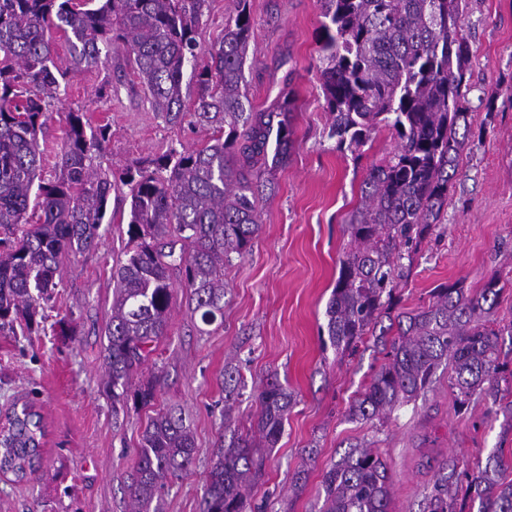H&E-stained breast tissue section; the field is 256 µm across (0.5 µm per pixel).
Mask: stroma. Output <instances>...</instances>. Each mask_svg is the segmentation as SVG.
Wrapping results in <instances>:
<instances>
[{
    "label": "stroma",
    "instance_id": "obj_1",
    "mask_svg": "<svg viewBox=\"0 0 512 512\" xmlns=\"http://www.w3.org/2000/svg\"><path fill=\"white\" fill-rule=\"evenodd\" d=\"M253 36L244 68L251 107L260 110L293 92L294 146L272 176L274 189L257 208L260 229L246 255L224 271V315L204 324L188 304L182 281L166 336L138 377L161 375L154 408H113L105 387L104 329L112 303V267L129 242V205L113 193L96 245L63 257L61 284L43 325L27 333L0 331V417L14 402L33 401L45 428L43 466L23 482L0 474V512H130L127 482L141 433L155 409L182 408L194 432L191 469L170 480L161 512H199L210 463L231 438L250 434L267 377L292 392L283 435L269 451L251 493L257 512H318L322 473L359 443L379 449L392 479L394 512H423L437 465L448 457L474 461L512 452V427L484 418L492 399L457 412L447 375L386 421H355L348 409L385 361L375 337L341 353L327 335L326 307L348 244L347 219L360 199L371 163L394 148L375 135L362 156L341 152L328 136L332 117L319 81L320 0H250ZM464 29L473 52L467 96L470 134L440 225L405 263L395 311L428 304L433 288L463 282L479 288L491 277L512 279V0H469ZM111 65L71 73L59 112L39 142L44 178L54 174L66 111H86L110 137L100 162L120 177L129 167L170 149H194L213 131L184 115L167 123L152 112L133 72ZM111 94L98 96L104 84ZM497 90L493 101L483 90ZM75 335H62V327ZM240 371L234 400L224 399V366ZM307 470L302 492L292 480Z\"/></svg>",
    "mask_w": 512,
    "mask_h": 512
}]
</instances>
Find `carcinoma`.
<instances>
[{
    "label": "carcinoma",
    "instance_id": "carcinoma-1",
    "mask_svg": "<svg viewBox=\"0 0 512 512\" xmlns=\"http://www.w3.org/2000/svg\"><path fill=\"white\" fill-rule=\"evenodd\" d=\"M209 0H0V328L28 329L46 319L45 304L60 284V259L96 243L116 184L97 164L108 127L66 112L55 175L41 177L38 134L62 101L67 76L97 65L112 51L144 86L152 111L175 123L185 112L213 129L203 147L170 150L128 169L129 236L133 246L112 268L111 315L105 327L107 388L112 403L154 405L161 376L137 387L130 379L166 335L174 294L183 279L189 304L211 323L224 310V268L243 257L258 234L257 203L271 172L293 148L294 98L273 110L246 109L244 66L252 37L248 0H235L224 35L198 66V38ZM467 0H322L320 81L333 116L336 147L361 151L385 129L396 146L373 164L348 219L349 249L328 302V336L354 351L386 317V362L352 402L358 420L388 419L426 394L440 367L457 411L499 380L512 378L499 340L512 337V318L495 317L506 284L492 277L471 289L457 282L431 291L417 310L393 311L402 260L441 223L470 130L466 107L472 63L464 33ZM68 45L58 62L55 34ZM192 67L194 93L183 92ZM273 156H268L269 148ZM486 415L512 418V400L491 392ZM258 438L221 448L211 462L200 512H251L250 492L293 404L288 389L268 379L258 394ZM0 471L21 481L41 461V416L14 404L7 417ZM196 458L182 411L155 412L141 435L129 486L132 512H145L165 482ZM512 467L493 452L472 469L444 462L424 512H512ZM320 512H392L389 470L368 445L348 449L324 471Z\"/></svg>",
    "mask_w": 512,
    "mask_h": 512
}]
</instances>
